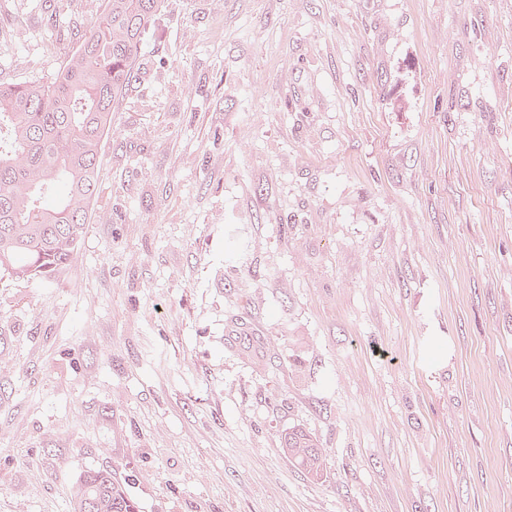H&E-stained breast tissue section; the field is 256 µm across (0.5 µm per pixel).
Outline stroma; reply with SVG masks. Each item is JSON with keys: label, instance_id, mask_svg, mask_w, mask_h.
Segmentation results:
<instances>
[{"label": "stroma", "instance_id": "stroma-1", "mask_svg": "<svg viewBox=\"0 0 512 512\" xmlns=\"http://www.w3.org/2000/svg\"><path fill=\"white\" fill-rule=\"evenodd\" d=\"M104 7L0 0V82ZM135 72L73 260L0 280V512H512V0H165ZM283 448L288 458L313 477H320L325 465L326 449L316 438L302 429H293L284 437ZM88 500L97 502L94 512H138L133 501L112 472L92 470L84 475L72 497L73 512H83Z\"/></svg>", "mask_w": 512, "mask_h": 512}]
</instances>
